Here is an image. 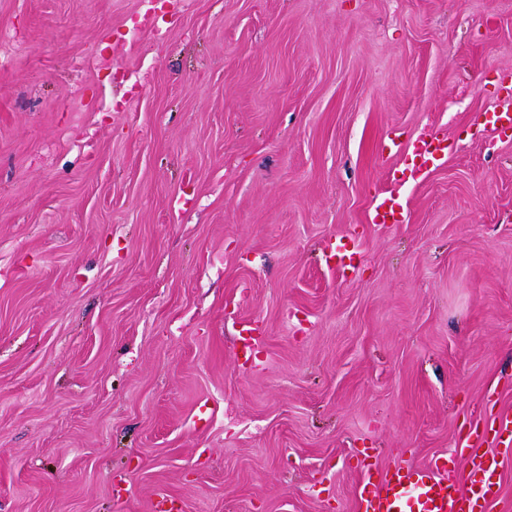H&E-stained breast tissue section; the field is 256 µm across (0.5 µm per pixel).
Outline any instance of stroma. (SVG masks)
I'll use <instances>...</instances> for the list:
<instances>
[{"instance_id":"1","label":"stroma","mask_w":512,"mask_h":512,"mask_svg":"<svg viewBox=\"0 0 512 512\" xmlns=\"http://www.w3.org/2000/svg\"><path fill=\"white\" fill-rule=\"evenodd\" d=\"M511 81L512 0H0V512H354L512 410ZM512 96L507 92L492 110L485 112L484 129L489 134H497L499 131L506 130L512 126ZM392 143L396 148L395 154L403 159L406 170H410L412 175L435 166L448 151L447 140L432 134L422 136L405 147L394 140ZM370 222L373 224H400L402 211L396 198L392 195L384 197L374 208Z\"/></svg>"}]
</instances>
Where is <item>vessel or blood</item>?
I'll return each instance as SVG.
<instances>
[{
	"label": "vessel or blood",
	"mask_w": 512,
	"mask_h": 512,
	"mask_svg": "<svg viewBox=\"0 0 512 512\" xmlns=\"http://www.w3.org/2000/svg\"><path fill=\"white\" fill-rule=\"evenodd\" d=\"M512 127V96H505L484 114V129L497 134ZM448 150L445 139L425 135L396 154L411 174L435 166ZM374 224H398L402 211L394 197L383 198L370 217ZM478 439L512 447V412L491 415ZM503 459L495 453H477L472 446L454 449L425 465L396 463L385 469L362 465L363 480L355 512H487L502 498Z\"/></svg>",
	"instance_id": "obj_1"
}]
</instances>
